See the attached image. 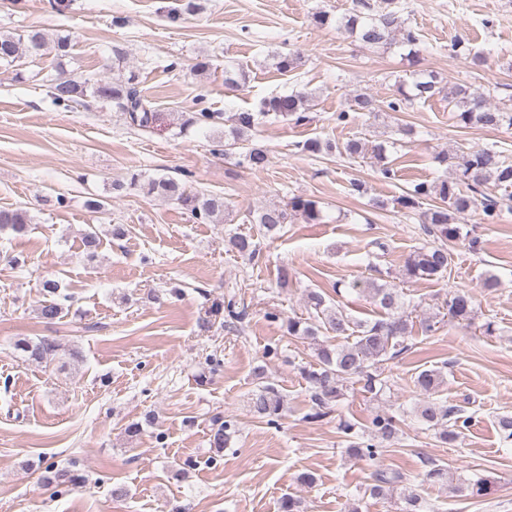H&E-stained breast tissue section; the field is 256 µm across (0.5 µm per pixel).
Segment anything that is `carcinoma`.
I'll use <instances>...</instances> for the list:
<instances>
[{
    "label": "carcinoma",
    "instance_id": "1",
    "mask_svg": "<svg viewBox=\"0 0 512 512\" xmlns=\"http://www.w3.org/2000/svg\"><path fill=\"white\" fill-rule=\"evenodd\" d=\"M386 6L374 17L353 13L342 18L341 24L360 41L372 48L391 45L395 39L408 48V56H418L416 47L419 38L416 32L401 22L398 11L392 9L393 0H385ZM48 46L46 34L38 29L28 30L26 36H14L0 33V62L13 63L22 55L37 54ZM415 94L406 95L399 89V97L384 104L367 93L354 97L350 111L336 113L338 124H349L353 113L373 114L385 107L393 112L399 111L403 102L410 98L427 99L441 92L437 77H420L413 83ZM51 95L59 104H69L91 96L102 103H112L120 111L129 113L131 122L147 128L155 120V110L138 89L135 76L124 81L96 80L92 83L73 78L58 81L51 85ZM448 102L453 105L454 118L466 127L499 128L512 127V107L493 105L480 93L463 86H455L448 91ZM311 99L302 93L275 95L261 104L260 112L276 117H293L295 122H308L307 115ZM255 116L251 112H240L233 118V125L224 132V151L232 150L242 138L243 131L253 127ZM350 155H361L366 151V143L350 139L343 146L330 142L323 144L318 139H309L301 145L304 153L316 154L323 150L336 149ZM245 162L254 169H263L269 162L266 150L251 148L244 155ZM504 191L512 189V162L502 159L500 152L483 148L470 152L462 158V178L457 181L414 183L397 198V204L403 209L415 210L428 200L435 198L441 204L429 209L425 214L424 229L433 237V242L414 250L405 260L403 275L407 280H434L448 272L452 254L447 243L463 237L459 218L482 207L484 220L491 224L499 215L504 199L485 192L487 184ZM130 185L138 186L149 196L173 200L190 211L193 218L206 223L224 221L227 205L220 196H201L193 193L186 185L165 178H153L145 182L133 176ZM298 212L307 222L315 223L320 219L317 202L293 197L287 207L265 206L249 212L253 223L262 227L264 235L274 237L279 234L288 221V211ZM32 223L29 213L22 209L0 210V231L10 229L15 233L26 231ZM85 257L95 260L100 246V238L93 229L82 234ZM43 300L40 303V317L47 323L60 320L67 315L68 295L60 292V283L56 279H43L39 282ZM353 291L367 294L379 309V317L374 320L358 319L339 306L327 303L325 295L310 291L306 295L307 316L290 317L286 320L288 336L309 339L316 351V361L300 368V373L311 391L310 419H320L330 413V408L342 396V383L354 381L362 384L365 392L379 395L391 390L393 383L384 375L382 366L408 350L406 340L410 336L409 320L406 314L404 293L402 290L380 284L374 279H357L348 284ZM475 296L467 290L456 291L448 301V319L457 322L472 320ZM333 335L346 339L343 344H330L326 337ZM18 351L27 360L37 363L63 361L64 358L77 359L78 352L63 348L49 338L36 341L20 339L15 343ZM255 378L264 381L250 394V411L276 424L284 412V398L277 385L269 379L267 366L254 368ZM444 382L443 372L439 369H422L415 374L414 386L424 395L414 412L428 426L437 430L438 437L444 443L455 442L464 430L472 425L473 416L447 404L435 397ZM399 412L375 414L368 428L358 431L355 425L344 422L339 425L344 435L346 452L349 456L366 461H375L385 452L383 442L391 438L399 423ZM236 434V424L230 419L214 420L210 435L212 455L208 464L216 465L224 457ZM403 481L397 471L379 470L375 474L374 484L370 487L373 496L385 497L390 488Z\"/></svg>",
    "mask_w": 512,
    "mask_h": 512
}]
</instances>
